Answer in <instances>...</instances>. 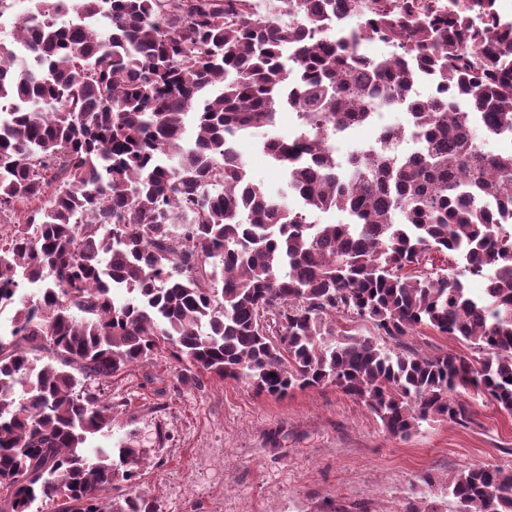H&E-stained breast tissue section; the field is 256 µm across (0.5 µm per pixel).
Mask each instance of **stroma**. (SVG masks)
<instances>
[{
    "instance_id": "35a3bbf8",
    "label": "stroma",
    "mask_w": 512,
    "mask_h": 512,
    "mask_svg": "<svg viewBox=\"0 0 512 512\" xmlns=\"http://www.w3.org/2000/svg\"><path fill=\"white\" fill-rule=\"evenodd\" d=\"M241 150L256 182L285 190L256 138ZM179 373L160 356L104 390L113 440L144 456L135 484L117 491L147 495L157 512H404L412 500L457 512L449 479L475 463L512 466V417L481 397L466 424L429 421L402 439L333 386L273 399L241 382L183 385Z\"/></svg>"
}]
</instances>
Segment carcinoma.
I'll return each instance as SVG.
<instances>
[{"label": "carcinoma", "instance_id": "carcinoma-1", "mask_svg": "<svg viewBox=\"0 0 512 512\" xmlns=\"http://www.w3.org/2000/svg\"><path fill=\"white\" fill-rule=\"evenodd\" d=\"M28 2L0 40V512H156L110 495L142 449L89 442L114 410L92 384L163 353L182 382L334 385L394 437L465 421V395L512 416V152L488 149L512 135V23L495 0L480 28L418 0H266L259 18L253 0ZM346 14L364 33L328 35ZM370 37L402 56L363 54ZM421 81L433 92L409 97ZM396 108L405 124L336 166L326 141ZM261 132L303 208L250 178L239 144ZM330 210L347 222L309 221ZM432 252L462 265L418 272ZM421 330L473 352L421 355ZM448 495L512 512V467L469 466Z\"/></svg>", "mask_w": 512, "mask_h": 512}]
</instances>
